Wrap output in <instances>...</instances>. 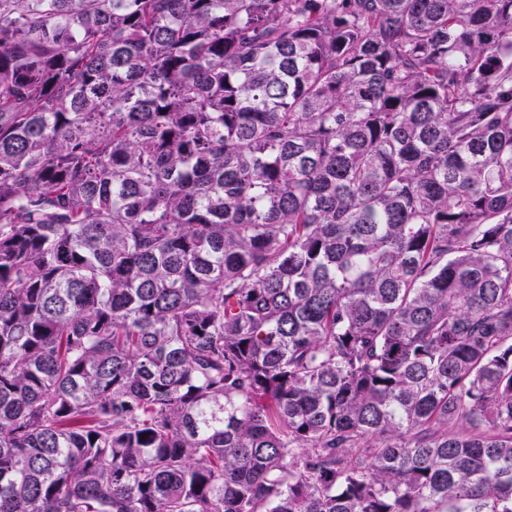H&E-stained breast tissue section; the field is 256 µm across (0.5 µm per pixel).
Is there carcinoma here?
Segmentation results:
<instances>
[{"instance_id":"carcinoma-1","label":"carcinoma","mask_w":512,"mask_h":512,"mask_svg":"<svg viewBox=\"0 0 512 512\" xmlns=\"http://www.w3.org/2000/svg\"><path fill=\"white\" fill-rule=\"evenodd\" d=\"M0 512H512V0H0Z\"/></svg>"}]
</instances>
